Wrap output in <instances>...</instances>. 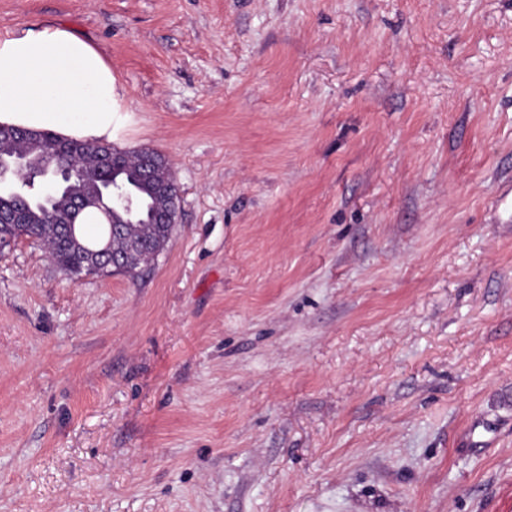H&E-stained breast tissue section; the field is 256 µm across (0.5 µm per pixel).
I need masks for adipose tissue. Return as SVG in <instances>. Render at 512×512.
<instances>
[{
  "instance_id": "obj_1",
  "label": "adipose tissue",
  "mask_w": 512,
  "mask_h": 512,
  "mask_svg": "<svg viewBox=\"0 0 512 512\" xmlns=\"http://www.w3.org/2000/svg\"><path fill=\"white\" fill-rule=\"evenodd\" d=\"M114 90L111 65L67 26L0 38V125L110 142Z\"/></svg>"
}]
</instances>
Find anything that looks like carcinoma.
<instances>
[{
  "instance_id": "obj_1",
  "label": "carcinoma",
  "mask_w": 512,
  "mask_h": 512,
  "mask_svg": "<svg viewBox=\"0 0 512 512\" xmlns=\"http://www.w3.org/2000/svg\"><path fill=\"white\" fill-rule=\"evenodd\" d=\"M38 153L49 159L59 157L72 160L77 174L68 187L51 199L32 197L26 171L11 167L20 157ZM156 173L143 171L141 153L129 154L112 145H101L83 140L66 141L50 132L42 131L30 139L0 137V177L17 181L14 191L0 192V215L8 216L18 208L29 213L28 223L8 224L0 229V243L9 245L21 236L34 239L49 251L58 269L70 278H76L74 269L84 274L108 275L112 259L127 260L126 268L133 271L154 260L153 251L165 248L171 235L169 225L154 223L153 215L166 208L171 196L157 190L161 171L167 164L153 156ZM98 193L92 210L103 217L113 215L116 224H99L95 235L80 232L68 234V221L74 201L83 195ZM112 243V252L95 263H87V248L98 240Z\"/></svg>"
}]
</instances>
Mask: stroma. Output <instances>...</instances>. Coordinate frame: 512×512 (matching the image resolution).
<instances>
[{"instance_id":"obj_1","label":"stroma","mask_w":512,"mask_h":512,"mask_svg":"<svg viewBox=\"0 0 512 512\" xmlns=\"http://www.w3.org/2000/svg\"><path fill=\"white\" fill-rule=\"evenodd\" d=\"M112 65L172 237L0 252V512H512V0H0Z\"/></svg>"}]
</instances>
